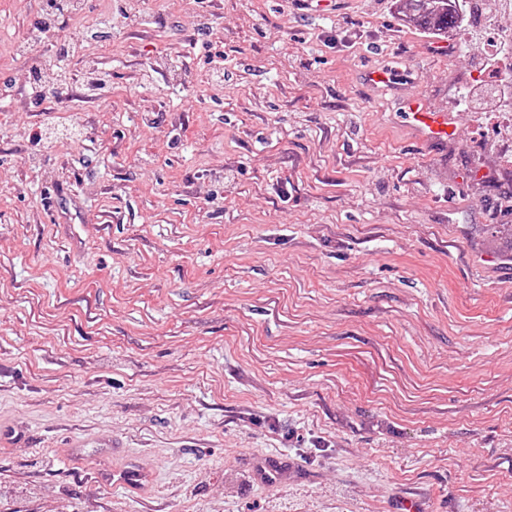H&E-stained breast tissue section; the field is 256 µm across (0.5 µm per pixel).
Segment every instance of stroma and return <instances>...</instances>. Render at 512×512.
<instances>
[{
	"instance_id": "obj_1",
	"label": "stroma",
	"mask_w": 512,
	"mask_h": 512,
	"mask_svg": "<svg viewBox=\"0 0 512 512\" xmlns=\"http://www.w3.org/2000/svg\"><path fill=\"white\" fill-rule=\"evenodd\" d=\"M298 2L0 0V512H512V11ZM406 2L403 16L411 20L422 30L431 34H448L460 23L455 8H449L451 0H397ZM404 113L419 140L431 143L447 141L452 125L448 113L430 111L419 96L405 102Z\"/></svg>"
}]
</instances>
